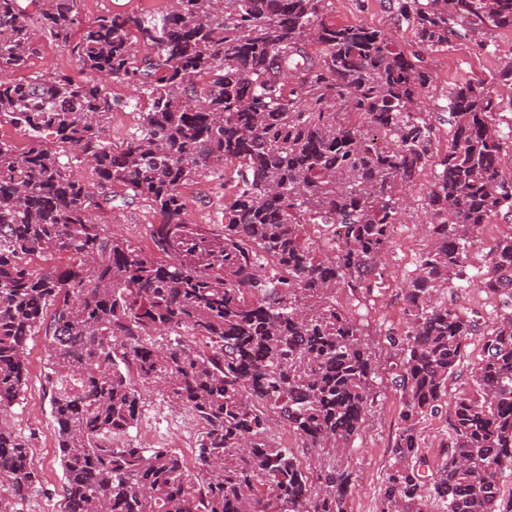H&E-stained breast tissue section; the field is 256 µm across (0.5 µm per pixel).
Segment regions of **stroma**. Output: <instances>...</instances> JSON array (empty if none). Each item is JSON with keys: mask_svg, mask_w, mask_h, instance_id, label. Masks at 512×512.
I'll return each mask as SVG.
<instances>
[{"mask_svg": "<svg viewBox=\"0 0 512 512\" xmlns=\"http://www.w3.org/2000/svg\"><path fill=\"white\" fill-rule=\"evenodd\" d=\"M170 0H81L83 23H90L105 11L166 12ZM327 18L339 24L364 23L392 34L403 47H410L413 34L398 24L391 0H329ZM486 48L475 40L451 38L448 46L426 51L434 81L422 99L423 111L429 112L436 125L438 147L447 150L450 127L446 106L452 89L467 81L488 83L503 101L512 100V85L498 82L497 76L512 58V30L497 29L485 36ZM63 70L77 74L75 61L56 43L40 39L24 70L15 74L24 81L37 74ZM434 168H426L417 181L404 187L406 203L395 227L392 244L382 258V278L378 288L360 309V323L365 341L373 353L379 376L374 388L379 398L367 417L365 430L351 441L348 455L356 473L350 506L352 512H376L383 475L390 461V449L399 413V396L390 384L392 351L385 340L389 331L404 330L403 293L400 283L411 275L421 256L430 248L422 226L426 221L425 197L434 180ZM232 189L231 178L223 173L197 180L183 190L187 211L198 224L223 225L224 196ZM93 222L103 225L108 234L123 237L136 246L150 248V229L158 218L145 201L128 206L93 211ZM47 340L32 337L28 342L29 379L18 404L7 413L15 432L28 441L32 464L40 476L41 487L30 498L28 512H64L63 473L50 407V385L46 373ZM202 426L188 409L172 405L155 391L144 393L140 420L136 428L115 436L114 445L139 448H167L184 461L186 476L195 479L197 440Z\"/></svg>", "mask_w": 512, "mask_h": 512, "instance_id": "stroma-1", "label": "stroma"}]
</instances>
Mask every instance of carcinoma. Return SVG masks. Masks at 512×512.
Returning <instances> with one entry per match:
<instances>
[{
  "label": "carcinoma",
  "mask_w": 512,
  "mask_h": 512,
  "mask_svg": "<svg viewBox=\"0 0 512 512\" xmlns=\"http://www.w3.org/2000/svg\"><path fill=\"white\" fill-rule=\"evenodd\" d=\"M395 2L410 54L379 29L329 22L328 0H173L165 14L108 11L87 25L80 0H0V123L27 138L21 151L0 140V411L21 400L27 341L44 333L65 512H351L344 450L378 395L339 297L371 296L401 188L428 166L431 246L404 285L407 330L386 336L401 410L377 512H512L501 495L512 475V230L468 270L470 238L512 209L494 122L504 102L482 81L457 85L443 153L421 109L433 80L423 51L460 23L512 30V0ZM40 37L83 72L141 85L135 131L103 138L120 104L99 82L9 79ZM77 163L97 188L74 176ZM228 167V223L193 222L182 187ZM117 199L150 203L154 252L92 221ZM52 252L73 264L31 265ZM456 280L498 309L432 465L417 424L442 408L479 329L437 300ZM184 328L205 346L143 341ZM150 389L204 424L194 482L171 450L112 446ZM273 417L302 453L270 442ZM37 483L28 442L0 424V512H27Z\"/></svg>",
  "instance_id": "cac0c4a2"
}]
</instances>
